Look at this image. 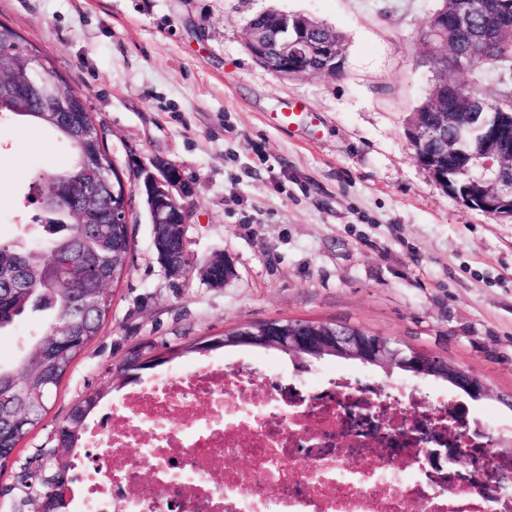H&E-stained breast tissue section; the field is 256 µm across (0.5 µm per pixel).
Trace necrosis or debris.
Instances as JSON below:
<instances>
[{
  "instance_id": "1",
  "label": "necrosis or debris",
  "mask_w": 512,
  "mask_h": 512,
  "mask_svg": "<svg viewBox=\"0 0 512 512\" xmlns=\"http://www.w3.org/2000/svg\"><path fill=\"white\" fill-rule=\"evenodd\" d=\"M258 377L203 361L112 401L76 512H512V437L486 446L456 402L347 376L258 398Z\"/></svg>"
}]
</instances>
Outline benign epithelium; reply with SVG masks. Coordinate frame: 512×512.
Returning a JSON list of instances; mask_svg holds the SVG:
<instances>
[{
  "instance_id": "7a95c632",
  "label": "benign epithelium",
  "mask_w": 512,
  "mask_h": 512,
  "mask_svg": "<svg viewBox=\"0 0 512 512\" xmlns=\"http://www.w3.org/2000/svg\"><path fill=\"white\" fill-rule=\"evenodd\" d=\"M440 16L443 26L453 24L454 28L466 30L471 25V15L466 11L448 16V10H434ZM265 26L255 28L247 26L246 47L256 61L271 72L286 78L305 77L321 71L339 74L334 60H344L340 43L326 40L321 43L307 35L314 20L301 14H288L276 10H267ZM16 55L29 62L31 73L23 79H15L8 72L0 73L1 82H17V89L29 93L37 100L55 109L59 121L67 120L64 113L67 103L78 95L74 89H67L46 70L37 69V60L31 55L16 51ZM322 63L317 71L314 65ZM432 112L437 118L431 121L422 119V114H412L410 129L411 142L416 145V161L428 170L439 182L446 181L447 174L441 170L439 159L448 155V127L457 126L469 117L467 108L448 106V86H442V96L435 101ZM481 156L487 168L508 171V177L498 178L489 188L478 187L473 196L466 197L467 202L477 198L482 211L499 218H512V126L499 124L495 130L484 137ZM138 171L148 176L149 191L144 195L152 224V243L157 252V260L172 239L186 240L185 227L189 217L179 223H173L165 210V204L174 202L190 208L191 185L184 179L180 169L162 159H152L138 166ZM74 223H84L86 213L95 206V199L77 188L71 195ZM214 262L223 263L224 276L216 278L210 275ZM165 272L173 278L187 276L192 266L189 256L185 255L176 263L163 264ZM204 279L214 287H221L233 274L232 267L224 258L216 256L204 261L200 266ZM224 343L236 346H250L283 351L295 358L321 359L334 356L343 359L358 360L390 372L399 369L417 376H433L446 379L457 389L471 395L482 397L489 395L485 382L476 374L460 369L448 361L412 348L403 349L389 338L369 332L362 328L318 323L306 324V329L298 331L285 328L279 321L249 324L236 328V332L225 337Z\"/></svg>"
}]
</instances>
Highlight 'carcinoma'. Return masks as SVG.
I'll use <instances>...</instances> for the list:
<instances>
[{"label": "carcinoma", "instance_id": "carcinoma-1", "mask_svg": "<svg viewBox=\"0 0 512 512\" xmlns=\"http://www.w3.org/2000/svg\"><path fill=\"white\" fill-rule=\"evenodd\" d=\"M484 8L473 12L469 29L458 31L448 28V53L430 60V66L450 75L448 95L461 104L477 103L482 115L495 122L512 115V91L497 100L484 97L473 85L451 78L459 70L458 57L469 61V68L480 69L485 65L498 67L506 58H512V38L497 33V15L504 3L512 6V0H483ZM0 114H12L41 125L64 140L73 152L70 167L55 172L60 185L67 186L70 174L81 171L83 155L87 146L76 139L72 132L59 124L50 113L41 111L38 102L25 95L17 97L0 95ZM77 124H96L89 112L85 99H78L74 111L69 113ZM485 129L474 125L468 131L459 132L455 126L448 127V145L456 158L464 159L466 168L458 169L453 164L451 171L465 187L475 180H490L496 171L482 166L479 145ZM84 191L100 199V208L87 215L85 223H73L70 215L71 203L49 204L38 208L33 216L36 224H58L66 227L67 234L49 243H34L25 246L0 243V331L21 317L28 308L45 307L51 310L47 327L69 322L71 335L61 341H50L41 336L26 348L25 354L13 369L0 366V418L9 417L11 423L0 428V472L7 468V459L14 448L25 441L40 423L48 403L57 392L62 380L69 372L75 359L99 336L104 321L111 309L112 295L102 293L88 284L86 292L94 307H84L75 290L67 283L83 278L85 258L74 248L70 238L74 237L95 244L100 234L107 233L108 259L99 268V276L110 283L119 281L128 271L127 259L133 248V239L127 225L108 223L114 200L103 192L94 176L82 171ZM26 272L28 287L13 288L11 283L17 271ZM154 349L151 341L133 346L125 359L116 367L112 381L123 387L138 379L139 372L152 368L146 362L147 355ZM16 376L28 379L30 392L27 396L15 395L13 380ZM103 395L89 393L76 401L66 419L60 423L54 434V447L74 449L81 438L88 417L97 408ZM72 460L55 461L52 474L39 486L38 501L52 499L54 512H63L67 503L59 490L70 487L76 481Z\"/></svg>", "mask_w": 512, "mask_h": 512}]
</instances>
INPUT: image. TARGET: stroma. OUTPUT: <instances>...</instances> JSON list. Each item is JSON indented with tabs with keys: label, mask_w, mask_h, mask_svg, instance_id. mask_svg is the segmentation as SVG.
<instances>
[{
	"label": "stroma",
	"mask_w": 512,
	"mask_h": 512,
	"mask_svg": "<svg viewBox=\"0 0 512 512\" xmlns=\"http://www.w3.org/2000/svg\"><path fill=\"white\" fill-rule=\"evenodd\" d=\"M439 0H0V21L47 53L86 105L128 185L159 157L193 187L185 229L192 264L221 256L234 268L221 287L195 269L174 279L159 265L147 207L130 213L129 269L110 285L112 309L75 360L38 428L0 472V512H36L22 477L39 466L72 405L108 387L143 341L165 364L141 382L191 365L202 336L270 320L362 328L478 374L490 396L447 382L336 357L295 359L275 349H216L284 379L331 373L449 396L497 436L512 425V219L471 208L415 160L407 134L436 76L420 39ZM306 15L340 32L342 75L285 78L245 46L255 15ZM304 118L283 130L276 116ZM64 144L44 129L0 122V241L40 237L27 218L31 186L66 167ZM31 311L0 336L12 362L41 335Z\"/></svg>",
	"instance_id": "stroma-1"
}]
</instances>
